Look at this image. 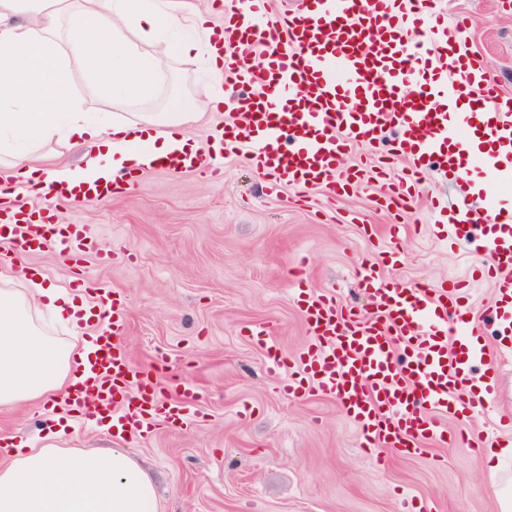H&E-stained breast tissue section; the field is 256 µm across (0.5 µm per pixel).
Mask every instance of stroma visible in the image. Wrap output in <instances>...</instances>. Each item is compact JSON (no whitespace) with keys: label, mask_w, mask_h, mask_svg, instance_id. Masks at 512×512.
<instances>
[{"label":"stroma","mask_w":512,"mask_h":512,"mask_svg":"<svg viewBox=\"0 0 512 512\" xmlns=\"http://www.w3.org/2000/svg\"><path fill=\"white\" fill-rule=\"evenodd\" d=\"M449 15L466 17L468 44L489 63L496 89L512 94V0H443ZM205 60L185 65L161 58L152 98L112 99L91 76L74 69L72 91L105 118L165 111L174 96L202 99ZM451 177L426 173L410 206L379 207L366 180L349 193L286 187L267 195L244 157H224L215 174L144 169L133 190L76 206L51 203L55 217L86 227L99 246L82 269L126 298L125 342L134 364L153 369L165 389L201 386L202 419L128 441L103 429L77 426L64 448H126L158 488L161 512H400L399 494L416 496L429 512H498L478 456L463 446L430 444L421 453H388L378 461L333 396L281 392L267 352L249 328L270 324L286 358L310 345L297 291L336 297L364 322L378 310L359 285L360 266H382L383 249L400 256L391 275L410 285L440 286L476 278L467 304L495 365L497 399L490 417L470 420L479 438L512 415V343H501L488 312L491 279L484 253L439 241L428 201L454 198ZM401 225L397 242L391 225ZM112 254L103 261L101 251ZM51 404L0 408V459L11 440L43 437Z\"/></svg>","instance_id":"obj_1"}]
</instances>
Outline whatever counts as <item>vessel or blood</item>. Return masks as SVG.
<instances>
[{
    "label": "vessel or blood",
    "instance_id": "1",
    "mask_svg": "<svg viewBox=\"0 0 512 512\" xmlns=\"http://www.w3.org/2000/svg\"><path fill=\"white\" fill-rule=\"evenodd\" d=\"M466 24L449 19L441 0H304L298 13L272 15L269 0H224V76L238 87L224 101L227 119L209 148L162 161L173 172L218 171L224 155H241L281 188L357 186L360 170L343 167L355 145L389 143L408 158L405 177L380 184L377 203L399 206L414 197L423 173L453 176L458 196L432 203L433 225L448 242L490 259L499 336L512 333V208L498 196L472 198L471 171L485 168L512 189V95L498 92L487 65L466 46ZM261 48L263 66L246 62V48ZM474 108L456 111L458 101ZM121 170L108 180L64 184L52 198L75 204L111 199L134 181ZM23 191L0 203V237L16 251L54 246L80 262L97 246L79 224L47 236L50 216H33ZM495 228L485 237L484 225ZM358 277L374 296L378 319L363 322L340 310L334 296L300 290L299 301L315 337L295 362L269 342L261 325L250 335L265 346L273 369L287 372L282 390L340 399L373 455L383 449L418 451L430 440L447 444L439 417L459 421L487 414L496 398L495 371L475 372L481 349L471 344L466 295L471 284L438 288L407 285L374 267ZM69 286L92 294L108 327L92 337L86 390L67 406L82 425L109 426L113 435L151 436L157 428L196 421L197 387L160 388L151 371L135 366L123 342L126 309L118 291L84 277Z\"/></svg>",
    "mask_w": 512,
    "mask_h": 512
}]
</instances>
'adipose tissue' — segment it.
Here are the masks:
<instances>
[{
  "instance_id": "1",
  "label": "adipose tissue",
  "mask_w": 512,
  "mask_h": 512,
  "mask_svg": "<svg viewBox=\"0 0 512 512\" xmlns=\"http://www.w3.org/2000/svg\"><path fill=\"white\" fill-rule=\"evenodd\" d=\"M205 18L192 0H0V172L43 201L58 182H92L114 171L152 168L193 151L186 125L195 102L137 120L94 119L70 87L73 67L124 100L150 92L160 55L193 63ZM86 147L82 167L37 166L53 142ZM0 271V406L60 401L80 389L87 338L52 336L40 318L76 321L85 302L64 288L14 286ZM0 512H158L153 482L123 448L87 452L48 443L17 448L0 465Z\"/></svg>"
}]
</instances>
